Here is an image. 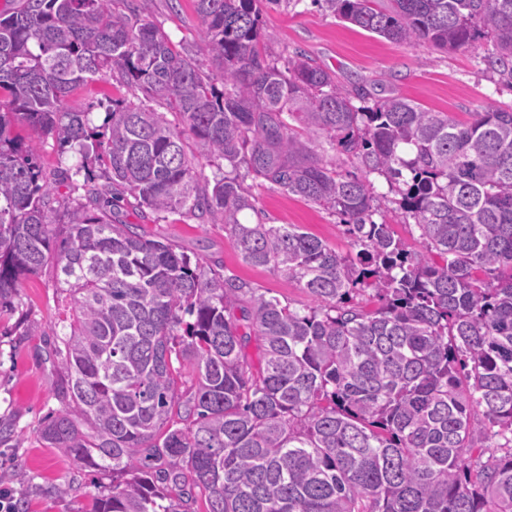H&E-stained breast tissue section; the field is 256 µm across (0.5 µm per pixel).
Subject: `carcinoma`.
I'll return each instance as SVG.
<instances>
[{
    "label": "carcinoma",
    "instance_id": "obj_1",
    "mask_svg": "<svg viewBox=\"0 0 512 512\" xmlns=\"http://www.w3.org/2000/svg\"><path fill=\"white\" fill-rule=\"evenodd\" d=\"M112 2L0 14V309L54 261L71 312L56 337L61 407L40 434L112 478L92 512H189L199 497L206 512H512V109L463 123L393 91L342 90L298 52L281 68L260 14L282 0H195L219 89L136 0ZM312 2L413 46L454 51L483 32L512 82V0ZM107 71L164 111L113 100L99 141L66 98ZM292 120L364 176L314 156ZM18 123L80 164L46 171ZM186 131L221 178L193 167ZM248 177L336 214L356 255L295 224L242 223ZM128 196L143 215L223 224L244 261L315 306L301 314L146 237L115 211ZM391 202L425 251L373 220ZM493 439L501 456L474 454Z\"/></svg>",
    "mask_w": 512,
    "mask_h": 512
}]
</instances>
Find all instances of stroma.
<instances>
[{
  "instance_id": "stroma-1",
  "label": "stroma",
  "mask_w": 512,
  "mask_h": 512,
  "mask_svg": "<svg viewBox=\"0 0 512 512\" xmlns=\"http://www.w3.org/2000/svg\"><path fill=\"white\" fill-rule=\"evenodd\" d=\"M138 2L177 48L208 64L194 0ZM260 24L273 58L283 63L302 52L334 72L347 89L379 82L426 110L446 112L463 122L483 106H512V85L488 66L489 45L483 40L448 53L424 44L393 43L337 19L311 0H289L280 9L265 10ZM132 96L129 88L106 74L77 86L66 104L88 112L90 128L97 129L105 117L103 101ZM248 187L255 208L243 213V223L296 224L340 253H355L336 215L266 184L252 181ZM123 212L127 222L141 224L148 238L204 255L211 268L237 276L266 296L301 312L313 305L312 297L280 271L246 264L223 225L176 215L143 220L128 205ZM64 306L49 265L24 278L12 308L0 313V421L15 430L14 436L0 440V490L24 502L27 512H90L91 494L101 480L96 472L77 467L71 458L47 447L39 436L43 419L60 407L53 394L58 376L53 350ZM64 485L69 488L65 495L59 492Z\"/></svg>"
}]
</instances>
